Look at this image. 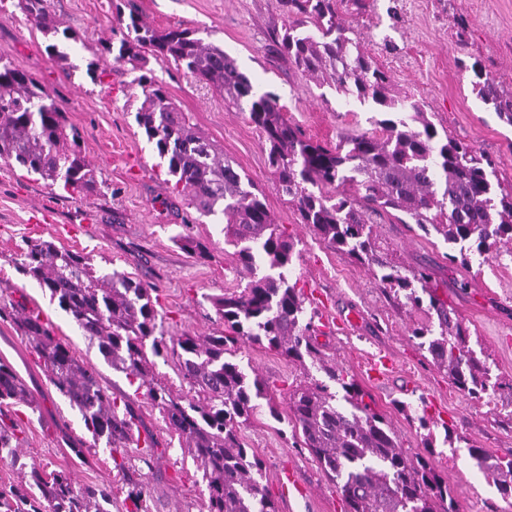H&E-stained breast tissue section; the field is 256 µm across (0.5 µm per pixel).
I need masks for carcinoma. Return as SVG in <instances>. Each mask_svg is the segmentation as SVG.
<instances>
[{"mask_svg":"<svg viewBox=\"0 0 512 512\" xmlns=\"http://www.w3.org/2000/svg\"><path fill=\"white\" fill-rule=\"evenodd\" d=\"M47 0H22L25 14L48 41L46 50L61 60L71 36L49 17ZM288 18L280 52L320 84L387 114L377 133H362L327 147L301 138L285 118L279 97L258 94L237 60L224 47L205 43L197 31L180 26L156 29L132 14L119 27L115 59L173 63L197 81L224 94L229 107L247 104L260 131L274 185L298 212L300 223L328 247L347 253L372 272L411 308L428 307L437 325L416 324L420 340L438 369L466 397L481 401L490 369L470 347V331L455 310L431 287L427 269H406L380 257L371 215L403 213L425 232L449 244L472 241L484 260L512 249V189L494 184L497 163L471 146L441 136L422 108L409 97L391 94L392 80L365 52L354 30L337 12V0H278ZM477 96L512 127V89L501 88L473 68ZM143 101L137 126L153 143L174 178L173 189L188 197L199 216L223 218L224 241L235 248L237 267L249 276L239 293L210 298L224 330L207 335L168 336L158 324V298L150 283L124 272H101L94 259L28 238L15 258L19 274L50 294L113 370L125 375L133 394L117 398L99 372L80 361L42 314L26 307L18 288L0 316L11 317L49 381L76 409L93 441L112 453L139 444L134 404L146 396L159 409L167 429L184 442L206 481L205 512H278L261 484L262 465L251 458L239 431L250 422L257 401L267 398L264 383L250 378L236 361L241 344H258L300 367L303 380L288 391L286 417L304 448L336 484L347 512H456V492L433 462L402 448L387 416L365 402L366 393L339 364L328 360L306 319L305 297L290 281L295 242L268 210L250 177L190 123L163 86L142 75ZM79 129L68 124L50 91L27 70L0 60V159L36 175L69 194L101 193L104 182L87 160ZM189 254L204 258L206 244L177 234ZM177 358L183 380L196 398L186 400L155 375V359ZM323 373L338 384L342 399L318 380ZM39 410L32 392L0 361V461L18 467L20 480L0 484V512H109L107 488L79 483L67 470H46L22 461L21 428L9 407ZM476 466L504 498L512 497V453L493 457L469 448ZM128 512H149V481L129 478Z\"/></svg>","mask_w":512,"mask_h":512,"instance_id":"carcinoma-1","label":"carcinoma"}]
</instances>
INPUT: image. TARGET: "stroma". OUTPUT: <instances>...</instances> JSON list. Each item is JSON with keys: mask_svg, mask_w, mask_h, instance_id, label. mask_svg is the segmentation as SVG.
Here are the masks:
<instances>
[{"mask_svg": "<svg viewBox=\"0 0 512 512\" xmlns=\"http://www.w3.org/2000/svg\"><path fill=\"white\" fill-rule=\"evenodd\" d=\"M48 10L76 37L68 60L58 62L47 53L46 38L17 0L0 5V58L20 63L52 92L68 123L81 132L82 149L106 189L87 199L72 196L0 161V305L10 289H24L29 305L48 317L75 356L98 369L104 386L120 394L130 389L124 374L105 363L48 292L16 272L13 257L22 239L55 240L93 256L98 267L151 283L170 336L222 330L211 297L241 291L247 281L235 270L234 249L225 244L220 225L199 219L171 193L166 162L135 122L143 99L136 82L140 70L103 50L119 27V15L138 14L158 29L192 28L205 41L223 45L255 90L277 94L289 122L312 142L333 145L375 132L380 115L319 87L279 54L275 40L285 17L277 0H48ZM338 10L374 63L391 75L397 94L417 101L438 131L497 159V178L511 188L512 127L480 101L472 68L480 66L499 85L512 88V0H369L362 13L350 0H340ZM456 15L469 21L465 34L451 22ZM91 62L101 70L100 78L90 76ZM148 67L199 131L262 189L276 222L295 238L291 277L307 309L317 312L323 352L390 418L409 454L423 453L425 435L433 434L432 462L456 490L458 512H512V498H502L468 454L473 446L493 456L512 450V404L506 402V388L512 385V254L486 261L473 251L464 263L458 259L459 246L416 225L387 215L374 226L390 258L409 269H430L437 295L455 309L484 352L500 388L490 400L475 403L411 337L410 326L430 322L429 312L397 304L367 266L327 247L300 224L269 177L262 136L247 113L227 108L222 95L175 65L152 61ZM68 224L83 225V233L64 234ZM180 231L205 243L208 257L198 260L179 248L173 237ZM379 356L390 357L393 368L376 381L367 364ZM237 358L264 381L274 405L284 406L299 368L257 345L241 348ZM0 361L16 370L39 404L35 411L22 404L15 408L25 428V462L64 468L80 483L111 487L110 512H126L128 488L108 449L94 445L78 411L50 383L13 323L3 318ZM422 408L435 421L432 431L420 429L414 418ZM136 410L140 436H153L162 451L150 478V512H202L207 494L191 455L149 400L139 398ZM448 428L454 432L450 446L444 443ZM240 439L262 461V483L278 512H344L335 485L307 451L295 448L290 425L268 406L257 410ZM74 440L82 442L83 455L71 448ZM289 469L302 490L286 496L279 479Z\"/></svg>", "mask_w": 512, "mask_h": 512, "instance_id": "35a3bbf8", "label": "stroma"}]
</instances>
